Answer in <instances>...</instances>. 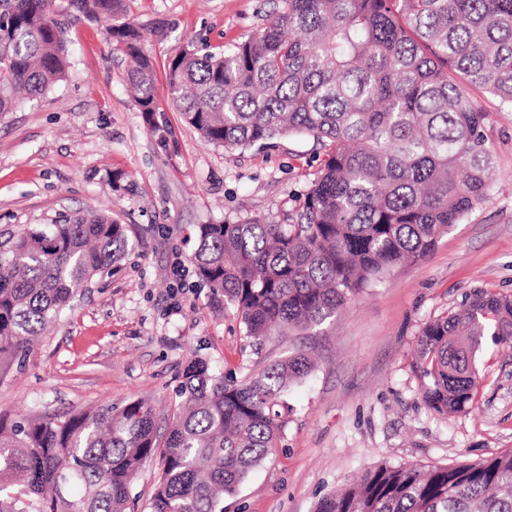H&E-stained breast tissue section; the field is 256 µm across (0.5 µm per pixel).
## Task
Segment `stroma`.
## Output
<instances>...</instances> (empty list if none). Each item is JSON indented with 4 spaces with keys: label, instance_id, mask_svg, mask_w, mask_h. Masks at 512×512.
I'll return each instance as SVG.
<instances>
[{
    "label": "stroma",
    "instance_id": "35a3bbf8",
    "mask_svg": "<svg viewBox=\"0 0 512 512\" xmlns=\"http://www.w3.org/2000/svg\"><path fill=\"white\" fill-rule=\"evenodd\" d=\"M153 59L159 104L145 120L126 63L101 25L67 30L71 66L42 98L0 116V234L105 209L128 228L112 274L74 299L24 364L0 367V414L36 419L144 398L166 431L186 366L237 377L295 352L316 367L291 385L279 448L224 512H313L323 496L380 465L475 463L512 449V347L485 343L468 412L440 415L412 369L424 323L466 293L512 295V112L467 87L493 154L486 198L434 249L399 265L322 324L254 348L236 310L191 273L198 225L258 216L284 224L324 158L309 137L267 148L208 145L167 93V65L188 41L219 48L269 22L277 0H128ZM164 21L163 35L153 27Z\"/></svg>",
    "mask_w": 512,
    "mask_h": 512
}]
</instances>
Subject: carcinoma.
<instances>
[{"label":"carcinoma","instance_id":"carcinoma-1","mask_svg":"<svg viewBox=\"0 0 512 512\" xmlns=\"http://www.w3.org/2000/svg\"><path fill=\"white\" fill-rule=\"evenodd\" d=\"M103 25L127 60L139 111H158L155 71L127 0H64ZM55 0H0V114L34 101L69 66ZM478 86L512 112V0H281L248 39L190 42L168 64L169 99L202 141L226 150L309 136L325 149L288 224H201L199 281L241 316L259 347L333 316L402 262L426 255L483 201L493 157ZM129 247L104 213L38 224L0 248V360L34 337ZM512 346V295L475 290L421 329L412 363L439 415L473 405L485 339ZM303 352L238 380L203 358L185 368L165 438L141 399L18 421L0 415V512H131L134 480L160 461L146 512H224V496L279 447L285 394ZM314 512H512V450L477 463L378 466Z\"/></svg>","mask_w":512,"mask_h":512}]
</instances>
